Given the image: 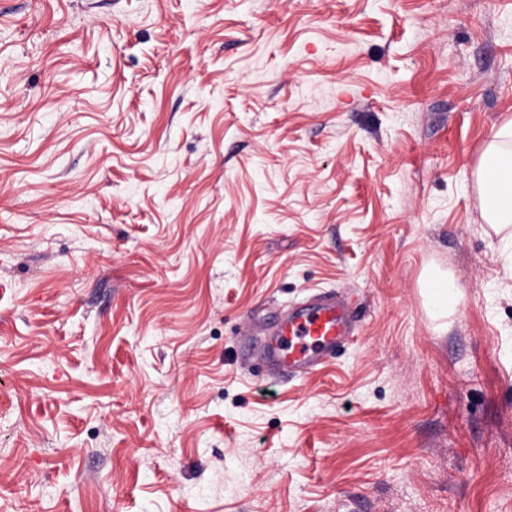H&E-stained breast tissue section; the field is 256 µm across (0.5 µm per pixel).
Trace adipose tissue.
<instances>
[{
    "mask_svg": "<svg viewBox=\"0 0 512 512\" xmlns=\"http://www.w3.org/2000/svg\"><path fill=\"white\" fill-rule=\"evenodd\" d=\"M481 207L490 223L512 224V121L487 144L475 172Z\"/></svg>",
    "mask_w": 512,
    "mask_h": 512,
    "instance_id": "ef3b65f1",
    "label": "adipose tissue"
}]
</instances>
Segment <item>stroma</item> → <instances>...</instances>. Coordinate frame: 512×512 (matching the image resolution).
Here are the masks:
<instances>
[{
    "mask_svg": "<svg viewBox=\"0 0 512 512\" xmlns=\"http://www.w3.org/2000/svg\"><path fill=\"white\" fill-rule=\"evenodd\" d=\"M510 120L512 0H0V512H512ZM475 182L490 224H512V121L504 123L487 144ZM448 279L431 275L428 279L426 294L433 313L445 315L459 303V292ZM356 327V313L342 295H315L258 335L257 355L268 377L297 378L335 358L353 341Z\"/></svg>",
    "mask_w": 512,
    "mask_h": 512,
    "instance_id": "stroma-1",
    "label": "stroma"
}]
</instances>
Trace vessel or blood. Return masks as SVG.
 Masks as SVG:
<instances>
[{"instance_id": "b4317fda", "label": "vessel or blood", "mask_w": 512, "mask_h": 512, "mask_svg": "<svg viewBox=\"0 0 512 512\" xmlns=\"http://www.w3.org/2000/svg\"><path fill=\"white\" fill-rule=\"evenodd\" d=\"M356 327V313L342 295H315L277 316L262 333L257 355L268 376L297 378L335 358Z\"/></svg>"}]
</instances>
